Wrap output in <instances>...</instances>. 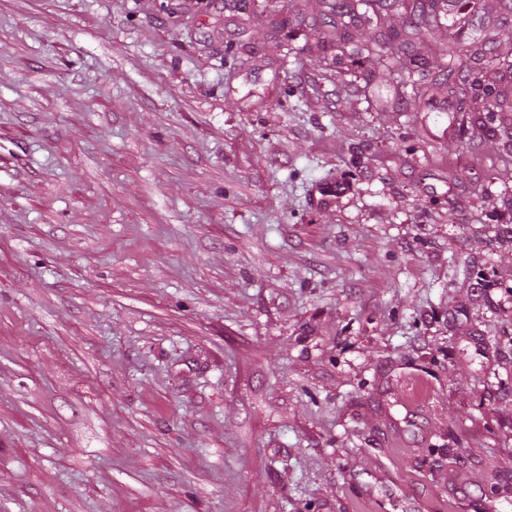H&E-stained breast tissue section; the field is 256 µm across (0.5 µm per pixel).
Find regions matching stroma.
Here are the masks:
<instances>
[{
    "instance_id": "obj_1",
    "label": "stroma",
    "mask_w": 512,
    "mask_h": 512,
    "mask_svg": "<svg viewBox=\"0 0 512 512\" xmlns=\"http://www.w3.org/2000/svg\"><path fill=\"white\" fill-rule=\"evenodd\" d=\"M322 30L0 0V512H512V116L408 98L447 25L404 75Z\"/></svg>"
}]
</instances>
